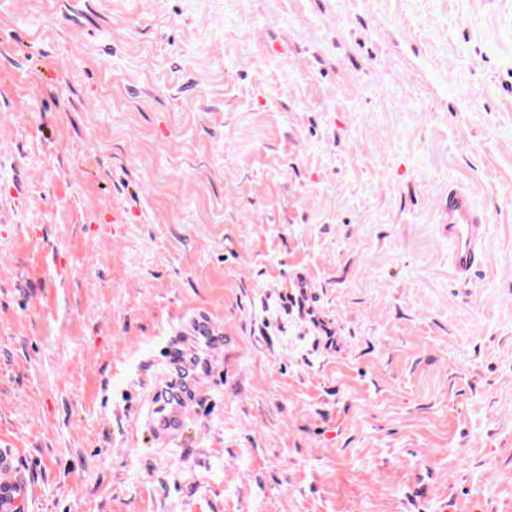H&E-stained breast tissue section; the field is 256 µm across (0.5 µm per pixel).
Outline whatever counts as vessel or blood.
I'll use <instances>...</instances> for the list:
<instances>
[{"mask_svg": "<svg viewBox=\"0 0 512 512\" xmlns=\"http://www.w3.org/2000/svg\"><path fill=\"white\" fill-rule=\"evenodd\" d=\"M448 241L458 277L470 279L484 260L483 215L469 192L449 187ZM224 331L209 314L198 312L165 341V377L145 385L138 420L156 442H176L185 429L190 411L205 392V381L214 372L213 352L223 347ZM33 485L20 463L16 448H0V512H28Z\"/></svg>", "mask_w": 512, "mask_h": 512, "instance_id": "obj_1", "label": "vessel or blood"}]
</instances>
